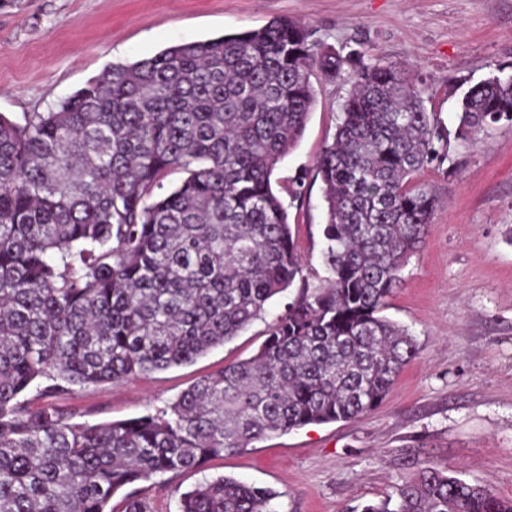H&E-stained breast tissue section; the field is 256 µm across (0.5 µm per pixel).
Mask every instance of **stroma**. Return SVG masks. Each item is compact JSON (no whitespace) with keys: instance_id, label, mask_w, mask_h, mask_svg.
Here are the masks:
<instances>
[{"instance_id":"35a3bbf8","label":"stroma","mask_w":512,"mask_h":512,"mask_svg":"<svg viewBox=\"0 0 512 512\" xmlns=\"http://www.w3.org/2000/svg\"><path fill=\"white\" fill-rule=\"evenodd\" d=\"M283 16L340 55L412 68L427 86V111L449 133L469 85L499 68L512 73V0H19L0 9V113L48 111L111 65ZM310 80L315 105L304 135L271 181L284 198L303 180L305 199L290 203L289 220L302 259L317 268L324 212L314 164L355 74L347 67L328 80L316 71ZM455 156L457 171L433 163L418 175L440 205L385 309L419 347L387 399L360 418L273 435L201 470L138 483L153 512H178L182 492L222 475L276 491L277 512H360L426 463L512 499V128L491 129ZM291 298L277 296L262 318L194 362L26 397L90 424L141 416L252 356Z\"/></svg>"}]
</instances>
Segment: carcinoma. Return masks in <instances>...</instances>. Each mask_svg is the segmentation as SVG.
Masks as SVG:
<instances>
[{
	"instance_id": "cac0c4a2",
	"label": "carcinoma",
	"mask_w": 512,
	"mask_h": 512,
	"mask_svg": "<svg viewBox=\"0 0 512 512\" xmlns=\"http://www.w3.org/2000/svg\"><path fill=\"white\" fill-rule=\"evenodd\" d=\"M346 65L356 80L315 163L327 276L312 285L271 176L305 131L312 69L333 80ZM424 92L276 17L113 65L47 112L0 113V512H112L134 483L377 407L418 353L382 315L439 206L416 177L455 164ZM457 119L472 147L512 125V74L469 86ZM297 281L253 356L154 414L88 424L24 399L42 379L60 393L190 363ZM277 497L221 476L179 512H276ZM362 512H512V499L426 464Z\"/></svg>"
}]
</instances>
